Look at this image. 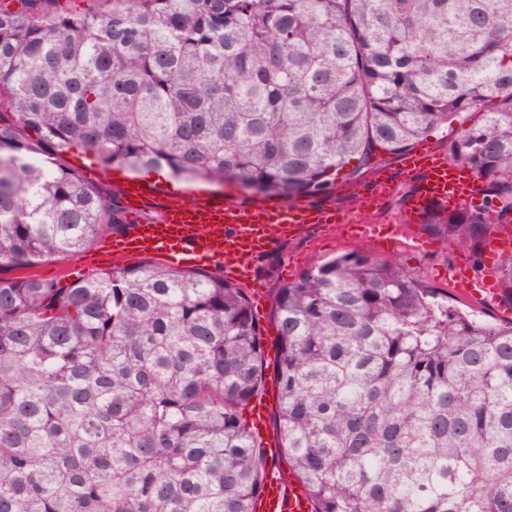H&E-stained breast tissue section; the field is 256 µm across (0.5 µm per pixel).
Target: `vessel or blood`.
I'll use <instances>...</instances> for the list:
<instances>
[{
  "label": "vessel or blood",
  "mask_w": 512,
  "mask_h": 512,
  "mask_svg": "<svg viewBox=\"0 0 512 512\" xmlns=\"http://www.w3.org/2000/svg\"><path fill=\"white\" fill-rule=\"evenodd\" d=\"M406 173L415 175L414 192L407 206V220L417 221L428 209H456L479 194L480 180L467 167L427 151L413 152L402 160ZM129 198L142 204L161 203L163 216L155 224H133L128 234L114 237L115 258L130 256L173 257L184 263L219 265L232 280L254 275V258L285 236L311 224H332L335 214L305 205L284 204L269 209L257 204L248 208L193 195L174 197L157 185L127 187ZM250 424L257 439L268 428V404L256 397L250 405ZM258 512H311L305 490L294 486L278 469L267 472L257 505Z\"/></svg>",
  "instance_id": "vessel-or-blood-1"
}]
</instances>
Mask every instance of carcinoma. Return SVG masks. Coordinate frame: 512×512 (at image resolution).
Instances as JSON below:
<instances>
[{
    "mask_svg": "<svg viewBox=\"0 0 512 512\" xmlns=\"http://www.w3.org/2000/svg\"><path fill=\"white\" fill-rule=\"evenodd\" d=\"M0 9V267L126 232L70 164L318 196L444 129L481 204L434 209L512 307V0H26ZM479 118L472 119L473 115ZM275 439L312 512H512V320L371 252L274 289ZM250 294L141 260L0 279V512H255Z\"/></svg>",
    "mask_w": 512,
    "mask_h": 512,
    "instance_id": "carcinoma-1",
    "label": "carcinoma"
}]
</instances>
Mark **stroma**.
Wrapping results in <instances>:
<instances>
[{
    "instance_id": "1",
    "label": "stroma",
    "mask_w": 512,
    "mask_h": 512,
    "mask_svg": "<svg viewBox=\"0 0 512 512\" xmlns=\"http://www.w3.org/2000/svg\"><path fill=\"white\" fill-rule=\"evenodd\" d=\"M161 183L171 193L196 188L209 196L222 199L233 205H252L258 202L271 205L280 203L276 194H258L244 189L233 180L222 182L190 183L162 177ZM402 211L393 200H386L374 211L373 217L380 224L399 225L400 230L395 241H355L346 238L336 229H326L315 224L301 228L297 235L280 240L268 253L259 254L254 262V270L264 290L263 306L256 317L259 322L265 348V380L273 382L277 350L273 345L277 337L273 321V290L280 284L292 281L304 270L321 265L335 254L354 249L368 250L375 255L393 261L405 269L417 273L425 282L447 291L449 299L462 310L470 308L486 309L490 318H503V311L494 305L485 304L482 296L465 294L454 280L453 265L462 264L464 254H456L453 264H446L444 253L438 243H431L427 249H419L418 241L424 236L420 225H401ZM116 261L108 250L94 248L85 252L58 257L31 267L4 266L0 268V279L19 277H37L46 280L69 283L93 270H108Z\"/></svg>"
}]
</instances>
